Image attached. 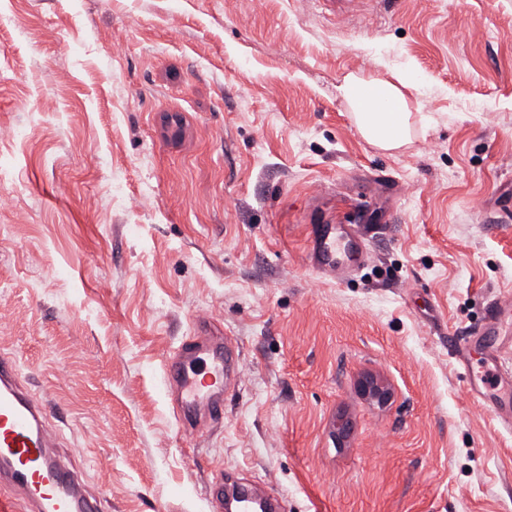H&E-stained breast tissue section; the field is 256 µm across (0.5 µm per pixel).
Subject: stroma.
<instances>
[{
  "instance_id": "stroma-1",
  "label": "stroma",
  "mask_w": 512,
  "mask_h": 512,
  "mask_svg": "<svg viewBox=\"0 0 512 512\" xmlns=\"http://www.w3.org/2000/svg\"><path fill=\"white\" fill-rule=\"evenodd\" d=\"M391 72L393 154L336 94ZM511 202L512 0H0V350L102 512H208L221 474L288 512H512L447 341L512 296ZM317 224L366 225L364 264L317 274ZM200 332L239 376L185 432L161 362ZM359 390L363 396L379 404L388 403L392 398L390 384L373 375H368L360 380Z\"/></svg>"
}]
</instances>
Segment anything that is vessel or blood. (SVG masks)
Returning <instances> with one entry per match:
<instances>
[{
  "label": "vessel or blood",
  "mask_w": 512,
  "mask_h": 512,
  "mask_svg": "<svg viewBox=\"0 0 512 512\" xmlns=\"http://www.w3.org/2000/svg\"><path fill=\"white\" fill-rule=\"evenodd\" d=\"M365 238L352 224L312 228L310 260L323 275L348 271V255L365 259ZM512 318V303L493 300L487 310L486 335H495ZM215 337L185 338L161 364L162 382L178 402L183 428L195 425L201 408L222 416L224 400L217 386L234 362ZM485 370L469 379V393L486 403L502 422L512 421V366L501 345L485 346ZM0 512H100L78 479L60 461L58 442L43 403L22 379L14 353L0 352Z\"/></svg>",
  "instance_id": "b4317fda"
}]
</instances>
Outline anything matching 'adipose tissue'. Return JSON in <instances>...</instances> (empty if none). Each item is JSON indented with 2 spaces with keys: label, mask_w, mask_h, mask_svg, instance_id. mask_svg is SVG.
Masks as SVG:
<instances>
[{
  "label": "adipose tissue",
  "mask_w": 512,
  "mask_h": 512,
  "mask_svg": "<svg viewBox=\"0 0 512 512\" xmlns=\"http://www.w3.org/2000/svg\"><path fill=\"white\" fill-rule=\"evenodd\" d=\"M406 81L397 75L351 73L337 85L338 94L352 110L354 123L370 144L395 151L410 142L412 111Z\"/></svg>",
  "instance_id": "ef3b65f1"
}]
</instances>
